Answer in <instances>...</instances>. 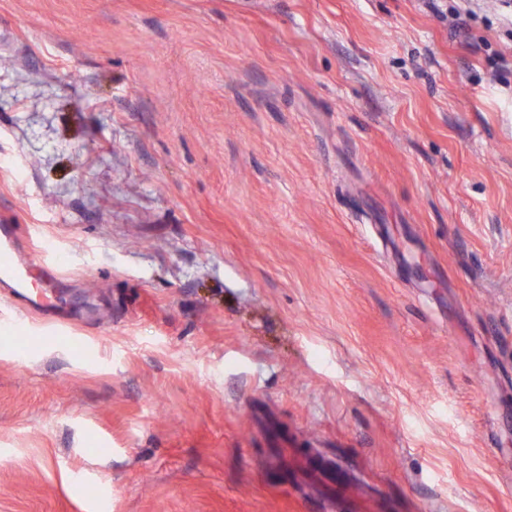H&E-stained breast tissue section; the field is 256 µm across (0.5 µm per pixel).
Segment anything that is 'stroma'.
I'll return each mask as SVG.
<instances>
[{"label":"stroma","mask_w":512,"mask_h":512,"mask_svg":"<svg viewBox=\"0 0 512 512\" xmlns=\"http://www.w3.org/2000/svg\"><path fill=\"white\" fill-rule=\"evenodd\" d=\"M0 0V512H512L496 0ZM0 241V278L16 288V296L27 302H36L37 296L30 292L33 263L13 246V234L9 224H4Z\"/></svg>","instance_id":"obj_1"}]
</instances>
